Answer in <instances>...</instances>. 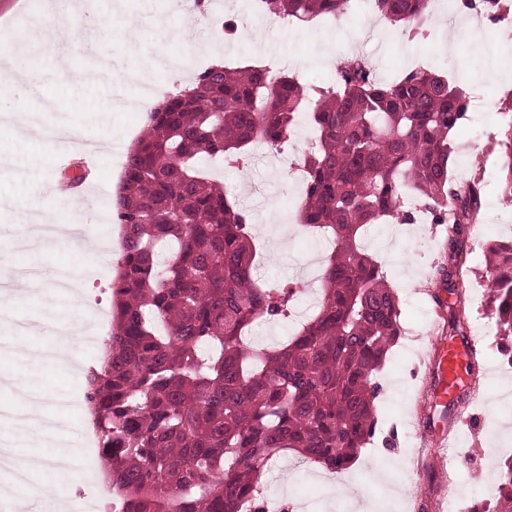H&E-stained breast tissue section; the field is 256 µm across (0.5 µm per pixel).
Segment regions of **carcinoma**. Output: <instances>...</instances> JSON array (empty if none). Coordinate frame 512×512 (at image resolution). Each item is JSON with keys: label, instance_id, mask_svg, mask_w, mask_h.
<instances>
[{"label": "carcinoma", "instance_id": "carcinoma-1", "mask_svg": "<svg viewBox=\"0 0 512 512\" xmlns=\"http://www.w3.org/2000/svg\"><path fill=\"white\" fill-rule=\"evenodd\" d=\"M263 14L309 22L342 15L351 0H251ZM412 33L431 0H372ZM288 74L212 64L147 113L125 154L112 196L120 260L112 278V331L86 374L112 512H269L259 499L267 466L293 452L340 473L376 427L374 376L400 336V297L362 244L366 227L392 218L409 189L448 225L480 206L476 184L452 188L450 134L468 99L424 69L384 84L348 56L318 99ZM316 138L306 154L300 223L323 231L320 303L283 343H248L258 321L293 311L299 282L258 276L246 209L200 167L238 165L261 143L276 150L301 115ZM500 187L512 200V122L501 141ZM498 335L512 366V238L487 247ZM512 512V457L501 466L494 506Z\"/></svg>", "mask_w": 512, "mask_h": 512}]
</instances>
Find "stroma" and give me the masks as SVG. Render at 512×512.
Masks as SVG:
<instances>
[{
    "mask_svg": "<svg viewBox=\"0 0 512 512\" xmlns=\"http://www.w3.org/2000/svg\"><path fill=\"white\" fill-rule=\"evenodd\" d=\"M55 2L0 0V51L12 44L17 26H29L42 5ZM208 2V14L199 17L184 6L172 9L169 0H101L100 11L110 36L99 42L95 54L69 49L60 55H35L34 66L46 73L55 102L54 111L43 113L44 123H56L61 116L75 121L83 141L99 143L103 150L91 161L78 157L70 140L34 144L7 133L0 135V144L6 147V159L0 163V199L23 205L19 211L0 212V263L42 273L73 264L71 248L59 244L19 253L11 240L24 227L26 209L43 207L66 166H81L87 173L79 187L81 208L56 205L54 219L87 223L97 253L80 279L77 299L56 298V315L77 324L90 322L95 318V303L110 306L109 287L120 251L107 204L116 191L122 164L112 159L109 149H122L136 141L146 121L145 112L115 107L113 101L120 95L139 98L147 89L166 95L176 92L180 88L176 70L195 73L201 65L211 64L216 54L230 66H257L263 54L271 53L281 58L285 73L307 88L329 85L337 61L352 55L369 59L385 83L412 68L447 75L455 86L467 90L472 103L452 139V178L458 188L477 182L482 202L463 227L461 294L448 295L438 282L439 267L452 264L444 225L400 226L390 220L371 226L366 244L399 293L401 336L377 376L381 393L376 434L357 463L342 474L360 488L362 499L352 503L336 486L320 480L319 465L293 454L271 462L261 489L266 499L289 500L301 505L302 512H357L361 506L371 512H440L445 497L456 502V512H469L472 505L486 503L484 484L497 482L501 460L512 456V432L503 428L504 419H512V408L503 406L497 396L499 385L512 386V368L500 351L485 253L487 240L512 235V201L500 193L497 145L503 126L512 121V79L486 77L475 56L493 57L512 72V43L505 47L497 43L502 29H512V17L493 19L478 13L483 33L476 42L456 27L442 25L443 13L438 10L428 17L426 34L413 42L367 5H352L340 18H321L316 25L306 26L293 20L267 21L248 0ZM216 14L249 16L251 37L215 40L209 18ZM134 19L141 25L132 30L128 23ZM161 51L175 58V70L152 67L147 82L131 81V74L152 66ZM100 57L111 58L122 80L72 83L74 72L92 68ZM212 177L251 214L261 257L260 276L301 282L304 294L296 306L305 309L308 297L319 292L309 260L324 257L325 251L322 241L298 224L303 197L293 190L290 167L258 144L249 166H227ZM448 303L464 323L463 336L448 335L442 319V307ZM451 344L468 346L473 358L465 378L466 393L461 399L441 403L434 398L437 384L431 359ZM68 353L77 360V367L51 366L19 355L14 361L18 371L45 387L48 396L64 398L81 392V367L100 358L102 350L78 341L69 346ZM452 437L459 439V451L467 459L457 475L442 467Z\"/></svg>",
    "mask_w": 512,
    "mask_h": 512,
    "instance_id": "stroma-1",
    "label": "stroma"
}]
</instances>
